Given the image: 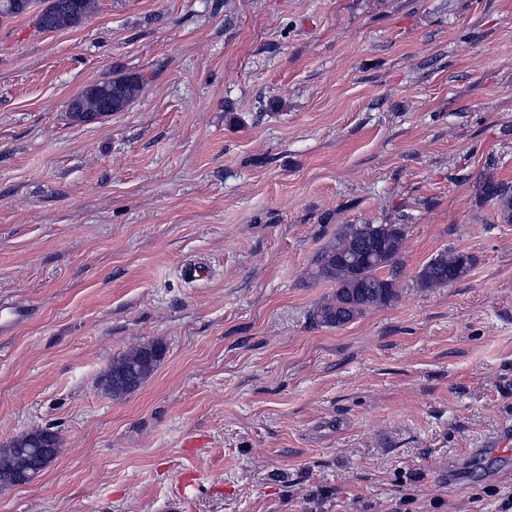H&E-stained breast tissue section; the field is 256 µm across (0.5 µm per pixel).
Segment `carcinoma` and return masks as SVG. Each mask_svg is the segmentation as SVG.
<instances>
[{"label": "carcinoma", "mask_w": 512, "mask_h": 512, "mask_svg": "<svg viewBox=\"0 0 512 512\" xmlns=\"http://www.w3.org/2000/svg\"><path fill=\"white\" fill-rule=\"evenodd\" d=\"M38 0H0V18L28 13ZM96 0H49L37 15V24L44 31L78 25L94 12ZM143 78L130 74L87 86L69 104V112L77 121H88L103 115L104 97H112L123 111L142 90ZM485 197L497 201L502 217L512 223V188L487 179L482 184ZM406 237L404 225L339 224L336 233L319 252L313 276L334 283L336 291L313 313V319L328 327L345 326L367 310L384 306L398 296L396 274L402 264L401 255ZM475 258L455 248H448L431 257L420 269L417 280L424 288L448 286V273L454 281L469 274ZM144 347L122 355L127 366L134 367L145 380L161 357L150 365L143 364ZM58 441L56 434L38 430L0 446V481L21 483L45 468L50 459L42 456V444Z\"/></svg>", "instance_id": "carcinoma-1"}]
</instances>
